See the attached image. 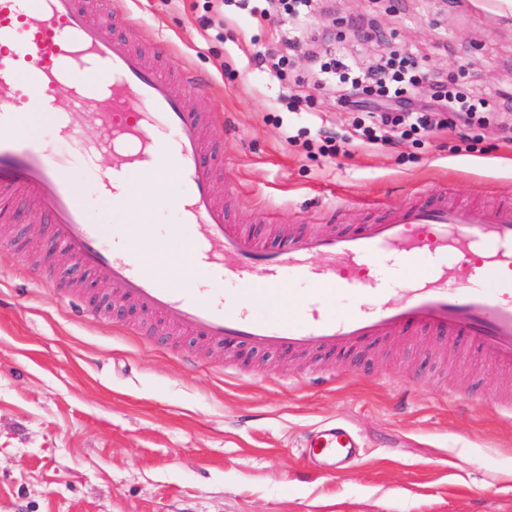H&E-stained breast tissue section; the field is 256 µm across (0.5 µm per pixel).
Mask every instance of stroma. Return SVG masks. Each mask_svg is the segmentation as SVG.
Masks as SVG:
<instances>
[{"instance_id":"stroma-1","label":"stroma","mask_w":512,"mask_h":512,"mask_svg":"<svg viewBox=\"0 0 512 512\" xmlns=\"http://www.w3.org/2000/svg\"><path fill=\"white\" fill-rule=\"evenodd\" d=\"M262 7L129 0L130 24L103 28L153 65L162 37L209 80L192 103L214 119L216 189L255 242L366 224L442 186L463 204L512 202V12L498 0H320L301 26ZM391 49L483 92L487 122L356 135L360 113L315 84V56L370 68ZM328 135L336 151L320 153ZM19 222L32 227L21 239ZM48 231L24 197L0 198V512H512V416L492 399L506 374L465 338L411 330L348 353L240 356L155 319L145 339L106 306L81 316L98 278L45 262ZM336 421L360 441L345 473L306 454L308 432Z\"/></svg>"}]
</instances>
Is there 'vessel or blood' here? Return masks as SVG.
<instances>
[{"label": "vessel or blood", "mask_w": 512, "mask_h": 512, "mask_svg": "<svg viewBox=\"0 0 512 512\" xmlns=\"http://www.w3.org/2000/svg\"><path fill=\"white\" fill-rule=\"evenodd\" d=\"M68 86V96L57 93ZM188 70L171 78L125 37H103L81 0H0V196L26 194L50 222L49 243L99 274L147 318L225 348L313 354L350 349L407 327L468 336L494 363L512 366V203L475 211L447 188L417 196L354 231L296 230L278 249L232 223L204 168L210 115L194 111ZM94 108L99 139L77 141V112ZM55 116L53 140L30 127ZM72 144L69 153L58 143ZM107 153L112 165L99 171ZM110 197L112 224L93 223L75 170ZM179 217L168 236L149 218L158 206ZM178 238L193 276L175 286L160 262ZM391 258L395 283L373 273ZM463 266L467 279L451 270ZM287 283L302 285L284 316L259 314ZM337 467L354 456L345 424L318 427L309 443Z\"/></svg>", "instance_id": "1"}]
</instances>
